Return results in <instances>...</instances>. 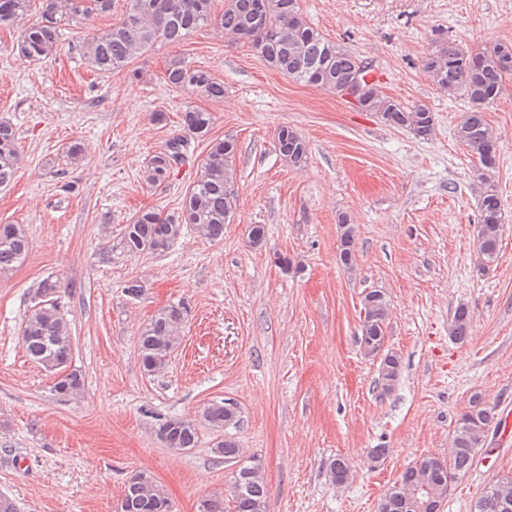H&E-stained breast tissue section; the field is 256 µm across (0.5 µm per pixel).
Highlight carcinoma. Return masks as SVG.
<instances>
[{
    "instance_id": "1",
    "label": "carcinoma",
    "mask_w": 512,
    "mask_h": 512,
    "mask_svg": "<svg viewBox=\"0 0 512 512\" xmlns=\"http://www.w3.org/2000/svg\"><path fill=\"white\" fill-rule=\"evenodd\" d=\"M113 0H43L40 17L22 28L16 41L19 57L30 62L52 55L60 39L61 21L80 23L94 15L107 14ZM32 0H0V24L12 23L28 15ZM214 26L235 42L248 44L273 69L295 82L339 93L341 86L359 68L371 73V66L342 44L327 38L309 24L300 12L298 0H224V9L213 12V0H126L123 18L109 28L79 44L88 66L107 74L125 69L135 58L158 44L176 43L190 32ZM424 68L433 84L450 97H460L469 109L457 128V137L468 154L478 163L477 225L479 270L486 271L496 262L504 234L505 215L502 201L490 172L496 166L498 143L486 121V108L500 96L505 77L512 74V45L494 43L475 50L450 41L434 50ZM170 88L188 91L212 100L224 98V83L183 58L171 59L163 74ZM363 112L376 114L388 126L407 129L420 139L434 130L433 113L424 106L407 109L384 96L378 84L367 86L358 105ZM182 133L168 139L164 147L150 156L143 180L149 186L163 184L184 161L192 139H204L212 130V113L190 109L182 114ZM280 155L295 169L305 166L306 142L293 129L282 126L277 131ZM238 155L232 137L210 142L199 178L185 194L179 210L165 218L153 209L135 213L106 254L124 256L142 253L162 255L187 230H193L211 242L224 239V225L233 220L237 193L228 190L235 183ZM19 161L18 136L14 125L0 120V187L15 177ZM340 229L339 260L351 269L355 265V226L345 213L337 217ZM29 253V239L21 224H0V274L22 265ZM61 281L48 276L38 285V302L21 327L22 345L27 355L54 377L51 390L68 399L84 388L80 370L71 367L72 338L69 324L60 309ZM363 321L360 349L379 361L376 387L382 393L394 390L401 373V357L386 347L385 323L388 316L386 293L373 288L362 297ZM188 309L172 304L158 310L137 336L140 365L147 374L164 368L178 348ZM470 333L469 312L455 310L452 337L462 343ZM203 420L222 431L239 420L237 407L226 402H212L202 412ZM500 419L481 396L474 394L468 410L457 420L448 457H422L408 468L384 494L379 512H417L416 501L445 499L452 484L472 467L484 446L486 433L497 427ZM156 437L173 450L196 447L198 426L193 420L171 416L161 420ZM224 457H241L236 440L226 436L215 445ZM350 468L342 459L329 464L333 483L344 484ZM512 498V476H505L485 488L474 505V512H504V498ZM269 489L259 463H244L232 477L228 494L202 498L198 512H268ZM115 512H171L165 489L146 471L130 476Z\"/></svg>"
}]
</instances>
